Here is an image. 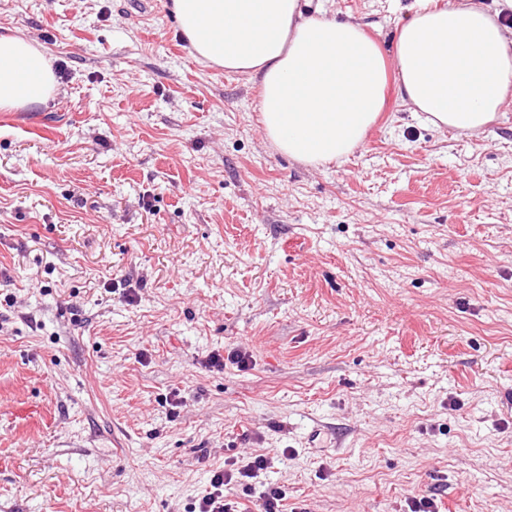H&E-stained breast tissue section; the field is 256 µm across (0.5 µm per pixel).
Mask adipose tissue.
<instances>
[{"mask_svg":"<svg viewBox=\"0 0 512 512\" xmlns=\"http://www.w3.org/2000/svg\"><path fill=\"white\" fill-rule=\"evenodd\" d=\"M309 0H171L195 58L259 87L265 137L313 167L358 148L395 80L434 126L481 132L512 97V0H415L395 40V74L355 22L310 12ZM58 91L40 46L0 33V110L46 104Z\"/></svg>","mask_w":512,"mask_h":512,"instance_id":"1","label":"adipose tissue"}]
</instances>
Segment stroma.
<instances>
[{"instance_id":"35a3bbf8","label":"stroma","mask_w":512,"mask_h":512,"mask_svg":"<svg viewBox=\"0 0 512 512\" xmlns=\"http://www.w3.org/2000/svg\"><path fill=\"white\" fill-rule=\"evenodd\" d=\"M144 2L0 0L60 83L0 112V512H191L258 453L307 512H512V99L461 134L391 81L307 167ZM412 2L324 8L389 61Z\"/></svg>"}]
</instances>
